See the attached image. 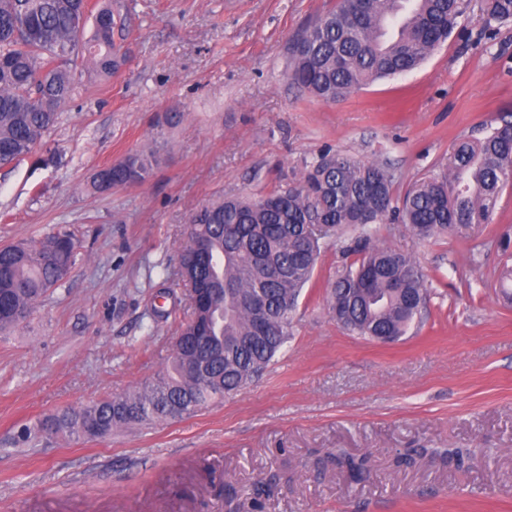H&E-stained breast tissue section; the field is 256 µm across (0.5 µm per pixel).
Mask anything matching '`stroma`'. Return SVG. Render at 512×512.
<instances>
[{"label":"stroma","mask_w":512,"mask_h":512,"mask_svg":"<svg viewBox=\"0 0 512 512\" xmlns=\"http://www.w3.org/2000/svg\"><path fill=\"white\" fill-rule=\"evenodd\" d=\"M337 0H112L129 53L106 80L77 63V95L25 161L0 168V245L66 227L80 247L69 277L27 324L0 336V512H512V304L496 287L493 223L468 237L421 240L402 224L376 240L411 252L429 317L400 341L350 335L328 284L349 264L322 253L293 336L264 375L195 415L94 442L16 447L21 426L151 381L186 315L149 317L186 225L228 195L295 182L332 150L387 163L396 194L445 167L455 144L512 114V22L485 33L479 0L415 70L335 102L291 86L292 36ZM134 151L160 166L107 193L94 173ZM424 449L395 467L404 449ZM468 448L448 465L434 451ZM367 456L351 481L329 459Z\"/></svg>","instance_id":"obj_1"}]
</instances>
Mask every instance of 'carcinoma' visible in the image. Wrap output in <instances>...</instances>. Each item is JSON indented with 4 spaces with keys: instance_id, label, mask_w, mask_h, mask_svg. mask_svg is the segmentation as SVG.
<instances>
[{
    "instance_id": "obj_1",
    "label": "carcinoma",
    "mask_w": 512,
    "mask_h": 512,
    "mask_svg": "<svg viewBox=\"0 0 512 512\" xmlns=\"http://www.w3.org/2000/svg\"><path fill=\"white\" fill-rule=\"evenodd\" d=\"M464 9L463 0H338L291 39L288 78L335 102L376 79L417 68L448 39ZM481 10L490 20L512 21V0H481ZM124 31V19L110 4L92 15L87 0H0V168L32 154L57 123L78 88L75 59L105 77L117 71L114 34ZM157 165L154 153L133 152L98 170L91 187L105 192L141 184ZM507 188L512 119L502 117L481 137L459 143L441 173L419 179L401 197L385 163L324 153L286 188L199 209L187 225L189 245L179 254L175 278L166 279L159 297L174 302L176 289L190 285L221 293L224 311L191 303L157 377L86 405L56 408L35 427H23L18 441H93L132 423L189 417L259 380L291 338L299 297L321 252L339 241L355 260L338 272L328 293L336 322L370 340L407 335L422 319L426 282L416 257L377 244L372 225L397 218L423 239L464 237L493 222ZM202 243L223 258V267L200 261L196 246ZM75 256L70 232L0 246V334L27 321L34 304L67 278ZM260 290L268 298L262 317L249 303ZM330 462L355 481L370 474L366 457Z\"/></svg>"
}]
</instances>
